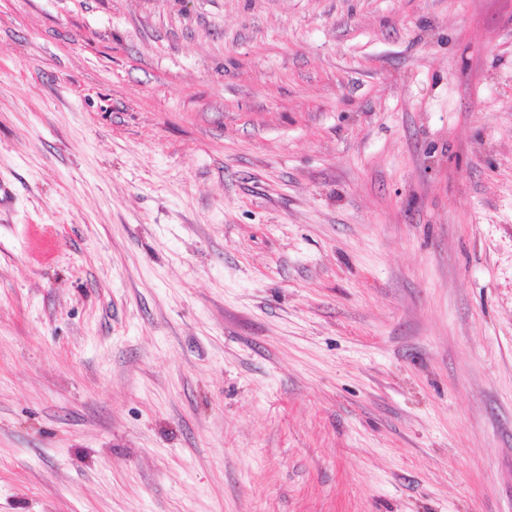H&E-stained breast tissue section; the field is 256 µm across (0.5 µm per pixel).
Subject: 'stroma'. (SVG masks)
Returning a JSON list of instances; mask_svg holds the SVG:
<instances>
[{
    "mask_svg": "<svg viewBox=\"0 0 512 512\" xmlns=\"http://www.w3.org/2000/svg\"><path fill=\"white\" fill-rule=\"evenodd\" d=\"M0 512H512V0H0Z\"/></svg>",
    "mask_w": 512,
    "mask_h": 512,
    "instance_id": "35a3bbf8",
    "label": "stroma"
}]
</instances>
